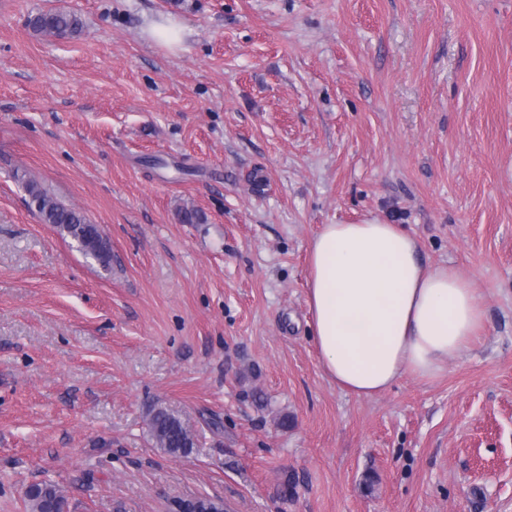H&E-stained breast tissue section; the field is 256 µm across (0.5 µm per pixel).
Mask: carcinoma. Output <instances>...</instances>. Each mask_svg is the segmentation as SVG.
I'll list each match as a JSON object with an SVG mask.
<instances>
[{"instance_id":"cac0c4a2","label":"carcinoma","mask_w":512,"mask_h":512,"mask_svg":"<svg viewBox=\"0 0 512 512\" xmlns=\"http://www.w3.org/2000/svg\"><path fill=\"white\" fill-rule=\"evenodd\" d=\"M34 33L58 38L75 37L83 30V22L70 12H38L28 20ZM28 197L40 202L38 215L45 224L55 225L61 233L71 238L79 250L104 268L112 267V247L101 235L96 224L87 222L85 215L66 206L34 181L25 183ZM150 433L158 448L170 455H186L194 447L193 436L183 422L163 408L153 411ZM29 512H50L53 504L65 502L60 487L51 482L32 485L25 491Z\"/></svg>"}]
</instances>
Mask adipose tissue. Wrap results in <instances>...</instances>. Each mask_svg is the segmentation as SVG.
<instances>
[{"label":"adipose tissue","mask_w":512,"mask_h":512,"mask_svg":"<svg viewBox=\"0 0 512 512\" xmlns=\"http://www.w3.org/2000/svg\"><path fill=\"white\" fill-rule=\"evenodd\" d=\"M306 304L323 371L359 397L439 376L484 327L472 284L455 268H426L419 241L395 224L322 225Z\"/></svg>","instance_id":"ef3b65f1"}]
</instances>
